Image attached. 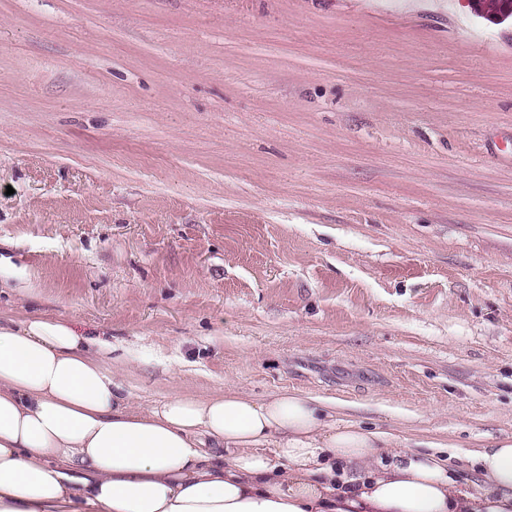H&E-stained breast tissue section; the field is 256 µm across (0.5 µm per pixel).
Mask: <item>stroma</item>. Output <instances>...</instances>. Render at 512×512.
<instances>
[{"mask_svg": "<svg viewBox=\"0 0 512 512\" xmlns=\"http://www.w3.org/2000/svg\"><path fill=\"white\" fill-rule=\"evenodd\" d=\"M446 2L0 0V312L105 335L137 404L512 436V21Z\"/></svg>", "mask_w": 512, "mask_h": 512, "instance_id": "35a3bbf8", "label": "stroma"}]
</instances>
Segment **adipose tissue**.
I'll return each instance as SVG.
<instances>
[{"instance_id":"adipose-tissue-1","label":"adipose tissue","mask_w":512,"mask_h":512,"mask_svg":"<svg viewBox=\"0 0 512 512\" xmlns=\"http://www.w3.org/2000/svg\"><path fill=\"white\" fill-rule=\"evenodd\" d=\"M447 459L299 390L134 404L112 344L0 319V512H512V437Z\"/></svg>"}]
</instances>
